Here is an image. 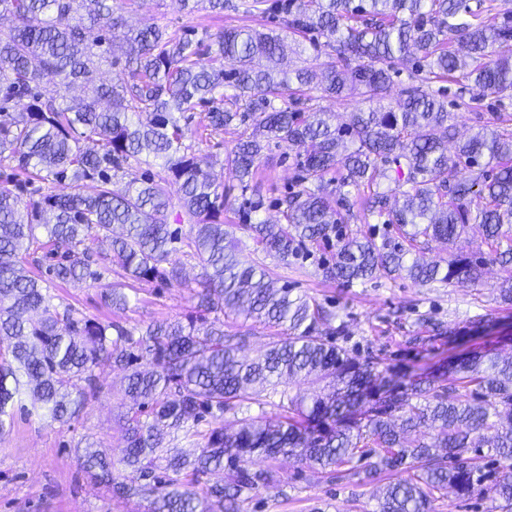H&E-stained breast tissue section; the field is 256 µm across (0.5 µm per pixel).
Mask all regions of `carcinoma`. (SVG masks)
Here are the masks:
<instances>
[{
	"label": "carcinoma",
	"instance_id": "carcinoma-1",
	"mask_svg": "<svg viewBox=\"0 0 512 512\" xmlns=\"http://www.w3.org/2000/svg\"><path fill=\"white\" fill-rule=\"evenodd\" d=\"M218 14L229 9L278 16L337 66L290 69L281 34L217 29L196 37L157 24L125 28L112 0H0V431L16 405L66 424L95 394L104 361L126 372L122 388L125 448L119 463L87 443L81 465L119 497L146 512H243L247 496L278 481L274 461L288 457L336 480L371 459L368 476L390 481L373 492L375 512H434L452 490L482 492L479 460L490 458L500 512H512V355L461 360L452 376L397 381L365 410L353 399L375 396L392 371L383 358L361 360L336 344V313L294 289L274 287L267 266L243 263L233 230L255 251L285 266L332 249L318 260L322 279L352 285L406 276L424 286L483 279L488 263L512 266V119L500 115L455 143L448 101L430 84L461 80L482 94L512 91V14L494 0H183ZM125 48L127 78L96 83L112 44ZM413 61L415 84L398 110L385 105L399 61ZM88 93L66 102L72 85ZM359 95L367 108L307 111L301 97ZM208 138L238 131L224 158L242 193L239 223L224 228V186L186 143L190 125ZM295 151L299 189L286 195L282 220L264 206L258 163L270 142ZM159 167L132 179L122 195L112 181L132 165ZM68 182L69 192L52 185ZM95 191H85L87 182ZM364 188L363 217L396 236L361 234L346 224L352 189ZM401 195L391 206V192ZM190 225L185 235L168 224ZM123 233L113 235L114 225ZM482 226L487 254L418 257L431 241L454 244ZM43 251L42 266L35 258ZM195 261L191 281L172 259ZM46 268V272L36 269ZM105 305L126 309L130 282L159 281L190 291L193 310L174 320L128 328L54 303L63 283H100ZM285 327L258 355L247 333L224 332V315ZM303 378L295 393L283 380ZM256 405L259 412L246 409ZM278 410L274 423L265 407ZM242 413L233 431L224 414ZM181 434L193 445L170 453ZM214 471L221 483L197 487Z\"/></svg>",
	"mask_w": 512,
	"mask_h": 512
}]
</instances>
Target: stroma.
Here are the masks:
<instances>
[{"label":"stroma","mask_w":512,"mask_h":512,"mask_svg":"<svg viewBox=\"0 0 512 512\" xmlns=\"http://www.w3.org/2000/svg\"><path fill=\"white\" fill-rule=\"evenodd\" d=\"M113 8L130 26L155 23L171 31L192 28L201 32L216 27L251 26L275 29L276 23L228 11L216 15L206 9L187 13L181 0H112ZM459 137H467L499 112L512 113V93L486 95L472 104L474 90L463 83H447ZM237 135L228 131L218 142H199L198 156L205 158L217 182L227 193L224 221L236 223L243 201L224 157ZM264 207L261 217L277 220V199L296 187L298 169L287 143L271 144L260 163ZM267 264L275 285L289 284L336 313L345 325L341 345L359 358L380 355L396 371L419 375L447 371L450 364L476 353H512V304L501 303L498 287L503 275L499 265H488L478 284L457 283L443 288L421 286L406 277L373 279L347 286L323 282L316 259L283 266L275 259ZM137 300L130 309L117 310L101 303L102 288L94 284H70L59 288L58 297L91 317L144 326L157 319H176L191 309L187 289L157 281L136 285ZM444 322L451 336L430 337L423 318ZM480 329H472L475 319ZM100 389L89 398L78 416L62 425L23 410H15L10 428L0 433V512H127L125 503L113 499L104 487L86 476L79 461L86 439L100 441L102 449L120 458L124 447L120 420L124 373L103 361L95 369ZM280 484L251 493L244 512H371L372 483L364 475L341 481L328 479L316 468L284 459Z\"/></svg>","instance_id":"stroma-1"}]
</instances>
